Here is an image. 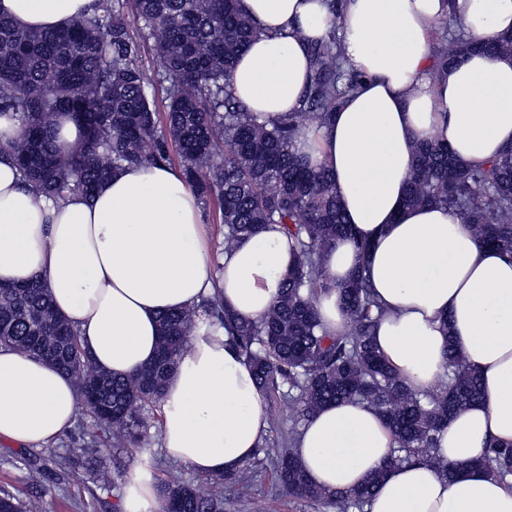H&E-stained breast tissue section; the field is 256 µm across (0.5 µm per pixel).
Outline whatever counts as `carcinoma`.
Wrapping results in <instances>:
<instances>
[{
  "mask_svg": "<svg viewBox=\"0 0 512 512\" xmlns=\"http://www.w3.org/2000/svg\"><path fill=\"white\" fill-rule=\"evenodd\" d=\"M139 23L131 32L126 15ZM257 28L240 0H98L93 14L65 29L30 31L0 15V115L20 122L9 147L25 181L53 198L92 194L113 174L130 166L167 165L170 150L202 204L216 200L224 244L255 235L270 224L295 240L299 261L288 271L272 311L259 322H243L213 298L202 304L225 326L255 368L267 396L288 385V396L303 403L307 418L324 405L362 400L387 421L398 443L390 464L434 459L437 433L448 419L482 399L478 376L468 370L454 343L447 360L453 376L431 392L408 386L372 342L383 309L361 273L343 288L348 330L319 333L313 298L329 288L322 258L336 240L350 238L336 199L334 179L312 166L294 146L297 128L309 117L326 119L359 85L336 33L311 47L312 66L300 112L286 122L258 121L231 94L229 79L237 56ZM153 43L161 69L149 75L140 64V40ZM480 48L512 54V34L480 46L461 36L434 37L433 70ZM169 84L165 116L156 112L152 89ZM69 112L84 137L64 148L56 143L54 121ZM408 206L453 209L485 244L512 255V145L481 164L456 160L448 144H417L407 181ZM198 308L160 316L156 360L127 377L98 371L76 330L53 308L43 283H0V346L35 355L76 380L79 411L126 449L138 445L142 418L161 403L166 378L196 328ZM258 453L288 494L345 510L365 512L384 478L380 471L357 490L327 495L310 485L283 443L264 442ZM99 448H75L51 460L56 477L73 465L87 466L91 483L126 484V472L100 460ZM474 464L503 480L512 476V443H489ZM244 474L211 476L214 492L202 494L172 476L159 486L162 512H224L222 488L245 483ZM0 512H40L36 499L0 487Z\"/></svg>",
  "mask_w": 512,
  "mask_h": 512,
  "instance_id": "carcinoma-1",
  "label": "carcinoma"
}]
</instances>
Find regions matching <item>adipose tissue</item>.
Segmentation results:
<instances>
[{
	"label": "adipose tissue",
	"instance_id": "ef3b65f1",
	"mask_svg": "<svg viewBox=\"0 0 512 512\" xmlns=\"http://www.w3.org/2000/svg\"><path fill=\"white\" fill-rule=\"evenodd\" d=\"M97 0H0V15L27 29H57L94 12ZM258 33L231 76L233 94L259 120L301 108L312 43L335 32L359 87L327 120L309 119L299 152L329 170L352 238L324 255L327 290L315 306L323 329L344 333L340 287L362 270L385 310L373 343L415 390L442 380L456 344L483 398L449 420L437 462L390 459L385 419L359 400L321 407L305 420L294 455L309 483L351 491L384 478L367 512H512V479L470 467L490 441H512V258L483 246L472 225L443 205L408 207L418 140L447 141L464 163L512 143V55L473 53L430 71L432 36L446 19L481 41L512 31V0H241ZM18 133L0 116V282L41 279L56 311L77 330L94 365L118 377L151 364L162 312L220 294L235 318L273 308L297 262L291 239L270 226L211 255L201 202L178 169L139 166L93 196L37 195L5 148ZM366 251H358V244ZM74 381L26 353L0 348V438L45 448L75 421ZM269 429L248 358L225 328L199 315L163 396L161 447L201 475L241 472ZM457 470L447 480L443 467Z\"/></svg>",
	"mask_w": 512,
	"mask_h": 512
}]
</instances>
